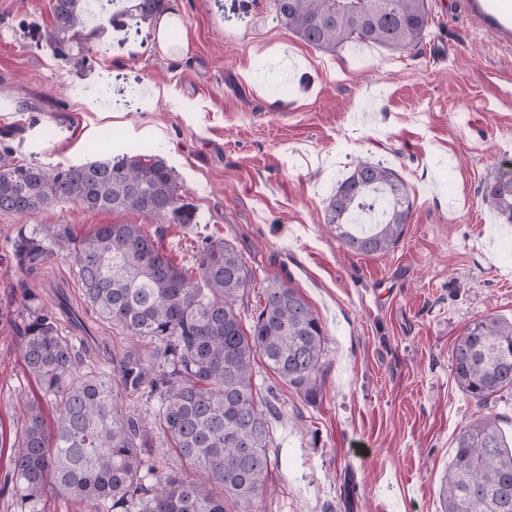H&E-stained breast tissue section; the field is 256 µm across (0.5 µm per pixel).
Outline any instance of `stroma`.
Masks as SVG:
<instances>
[{"instance_id":"1","label":"stroma","mask_w":512,"mask_h":512,"mask_svg":"<svg viewBox=\"0 0 512 512\" xmlns=\"http://www.w3.org/2000/svg\"><path fill=\"white\" fill-rule=\"evenodd\" d=\"M419 53L314 48L276 18L271 0H165V37L133 25L122 0L91 36V62L53 59L42 32L49 0H0V145L18 160L79 164L139 144L178 175L193 220L163 227V246L191 267L206 240L243 255L249 308L265 288H296L326 331L315 403L256 363L273 390L270 494L262 512H441V481L464 425L493 414L512 433V393L477 402L456 383L451 351L485 316L512 319V224L482 203L512 160V47L462 0H429ZM397 171L413 201L398 245L350 251L327 231L326 198L358 159ZM134 212L74 203L0 213V512H17L5 478L22 428L20 399L55 408L23 368V295L51 312L79 369L110 371L134 341L85 303L68 260L23 274L16 237L64 224H140Z\"/></svg>"}]
</instances>
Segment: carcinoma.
Returning a JSON list of instances; mask_svg holds the SVG:
<instances>
[{
  "mask_svg": "<svg viewBox=\"0 0 512 512\" xmlns=\"http://www.w3.org/2000/svg\"><path fill=\"white\" fill-rule=\"evenodd\" d=\"M141 26L164 0H128ZM277 19L305 43L334 52L351 43L391 51L420 48L430 24L428 0H273ZM43 38L54 58L83 66L90 34L88 0H53ZM174 168L156 153L133 150L81 164L20 163L0 148V213L36 214L71 202L91 211H136L154 224H189ZM483 202L512 224V161L482 190ZM413 203L396 171L369 160L326 199L325 223L345 248L362 255L396 247ZM21 270L50 257L70 259L86 303L131 336L149 339L148 355H112V373H79L70 337L25 299L19 330L25 368L55 407L26 404L11 456L18 512H42L49 491L125 512H261L271 460L272 390L259 398L256 357L316 402L325 330L305 298L286 283L264 293L244 328L240 302L251 273L230 244L214 240L195 255L193 272L174 262L145 224H100L77 237L61 224L15 241ZM458 386L481 401L512 392V320H473L452 348ZM148 389L159 398L155 421L189 473L161 471L148 454L149 424L124 405ZM441 512H512V441L496 416L464 426L440 490Z\"/></svg>",
  "mask_w": 512,
  "mask_h": 512,
  "instance_id": "cac0c4a2",
  "label": "carcinoma"
}]
</instances>
